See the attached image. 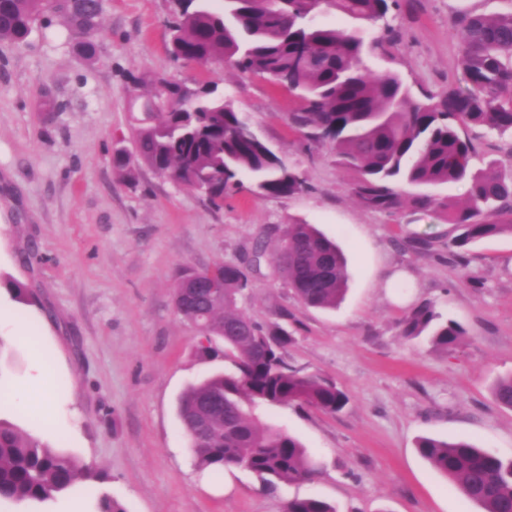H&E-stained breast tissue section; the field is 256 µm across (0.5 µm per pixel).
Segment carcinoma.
Wrapping results in <instances>:
<instances>
[{"mask_svg":"<svg viewBox=\"0 0 512 512\" xmlns=\"http://www.w3.org/2000/svg\"><path fill=\"white\" fill-rule=\"evenodd\" d=\"M397 0H276L270 9L256 0H188L170 24L174 59L226 60L237 69L282 77L298 93L301 111L288 113V126L312 143L332 145L336 165L352 175L351 190L372 210L394 214L403 206L434 212L453 226L448 248L464 260L465 248L486 237L512 234V167L489 160L475 167L476 149L459 129L480 125L512 134V11L493 16L467 13L462 29L461 65L467 87L413 95L394 74L377 75L365 58L377 43L318 21L332 10L355 24L387 21ZM46 0H0V40L23 43L51 11ZM75 31L96 24L103 0H73L54 10ZM134 87L151 85L153 97L174 100L183 84L164 77L130 75ZM134 155L117 153L124 178H134L142 163L176 184L194 189L217 205L240 191L248 178L261 195L284 197L305 188L300 175L251 130L246 115L218 92L197 89L187 110L143 112L134 126ZM464 181L469 204L463 208L429 189ZM415 192L403 201L395 185ZM265 250L254 245L240 262L224 263V301L199 300L192 290L208 273L183 268L175 302L184 318L212 341L224 342L232 370L192 385L178 402V418L191 440L196 465L219 473L244 468L269 488L280 482L311 479L316 459L295 436L275 429L256 415L261 405L296 404L336 413L348 402L332 380L304 374L284 356L291 335L278 324L257 325L236 311L240 294ZM273 262L297 298L313 308H334L347 291V263L338 244L311 224H288ZM407 338L426 336L436 348L457 344L465 330L430 300L414 306L400 322ZM497 403L512 409V377L493 387ZM417 448L433 468L483 512H512V459L468 440L421 437ZM81 468L64 449L53 447L17 426L0 421V502L41 508L75 484ZM285 512H336L317 498H295Z\"/></svg>","mask_w":512,"mask_h":512,"instance_id":"cac0c4a2","label":"carcinoma"}]
</instances>
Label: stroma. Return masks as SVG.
<instances>
[{"label": "stroma", "mask_w": 512, "mask_h": 512, "mask_svg": "<svg viewBox=\"0 0 512 512\" xmlns=\"http://www.w3.org/2000/svg\"><path fill=\"white\" fill-rule=\"evenodd\" d=\"M510 10L512 0H399L396 36L370 27L379 46L366 62L414 94L440 93L463 82L458 15ZM172 19L171 0H104L90 61L55 22L22 44L0 40V319L42 337L59 369L57 390L75 417L51 443L92 468L78 482L84 503L106 494L126 512H284L290 499L318 497L337 512H481L416 442L465 439L512 458V410L492 394L512 375V236L469 246L467 265L449 262L451 225L432 212L363 207L331 145L289 132L294 94L215 61L174 60L165 43ZM131 71L190 87L217 83L300 173L304 191L264 197L246 187L217 209L145 165L134 183L124 181L114 157L133 150L132 116L146 98L127 82ZM295 222L315 225L345 252L344 301L304 306L268 260L237 309L288 329V364L332 379L348 402L334 414L260 409L321 463L314 480L268 490L248 470L195 465L178 400L226 364L199 352L174 288L182 267L236 260L256 241L274 253L269 228ZM16 286L23 298L13 297ZM424 300L464 327L456 346L401 336L399 321ZM0 359V385L31 397L29 349L6 348Z\"/></svg>", "instance_id": "1"}]
</instances>
